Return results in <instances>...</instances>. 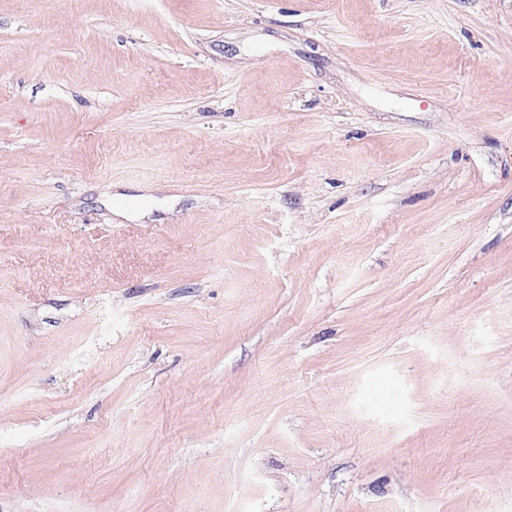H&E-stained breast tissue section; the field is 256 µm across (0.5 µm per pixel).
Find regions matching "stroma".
Here are the masks:
<instances>
[{"label":"stroma","instance_id":"1","mask_svg":"<svg viewBox=\"0 0 512 512\" xmlns=\"http://www.w3.org/2000/svg\"><path fill=\"white\" fill-rule=\"evenodd\" d=\"M0 512H512V0H0Z\"/></svg>","mask_w":512,"mask_h":512}]
</instances>
